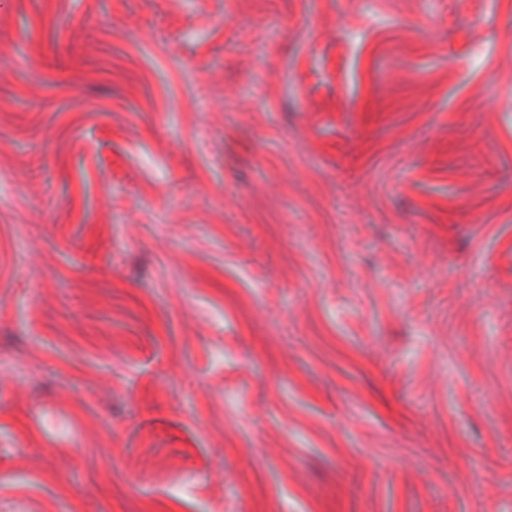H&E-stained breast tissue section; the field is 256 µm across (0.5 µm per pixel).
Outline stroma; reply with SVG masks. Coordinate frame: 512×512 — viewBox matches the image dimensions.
<instances>
[{"label": "stroma", "instance_id": "obj_1", "mask_svg": "<svg viewBox=\"0 0 512 512\" xmlns=\"http://www.w3.org/2000/svg\"><path fill=\"white\" fill-rule=\"evenodd\" d=\"M0 512H512V0H0Z\"/></svg>", "mask_w": 512, "mask_h": 512}]
</instances>
